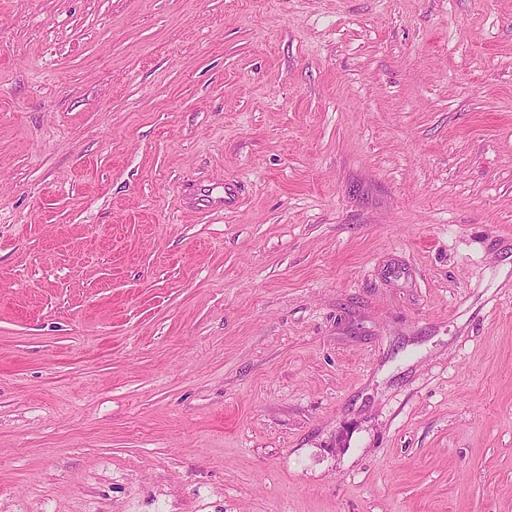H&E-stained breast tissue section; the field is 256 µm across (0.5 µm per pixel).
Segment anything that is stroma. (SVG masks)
I'll use <instances>...</instances> for the list:
<instances>
[{
	"label": "stroma",
	"instance_id": "35a3bbf8",
	"mask_svg": "<svg viewBox=\"0 0 512 512\" xmlns=\"http://www.w3.org/2000/svg\"><path fill=\"white\" fill-rule=\"evenodd\" d=\"M0 512H512V0H0Z\"/></svg>",
	"mask_w": 512,
	"mask_h": 512
}]
</instances>
